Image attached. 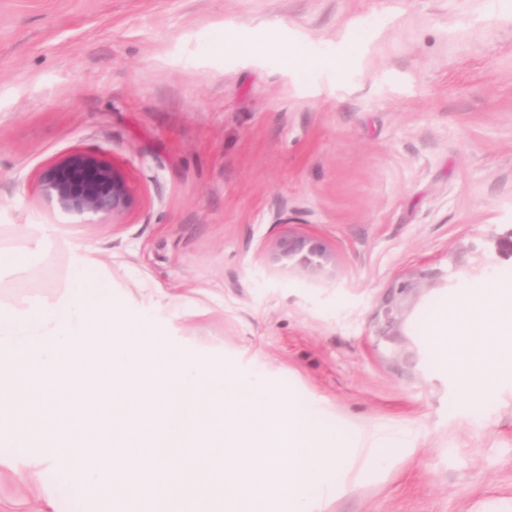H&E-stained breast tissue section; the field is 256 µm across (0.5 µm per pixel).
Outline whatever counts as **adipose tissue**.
Masks as SVG:
<instances>
[{
    "mask_svg": "<svg viewBox=\"0 0 512 512\" xmlns=\"http://www.w3.org/2000/svg\"><path fill=\"white\" fill-rule=\"evenodd\" d=\"M426 333L430 349L464 392L492 393L512 374V289L496 282L478 294L460 289L433 315Z\"/></svg>",
    "mask_w": 512,
    "mask_h": 512,
    "instance_id": "adipose-tissue-1",
    "label": "adipose tissue"
}]
</instances>
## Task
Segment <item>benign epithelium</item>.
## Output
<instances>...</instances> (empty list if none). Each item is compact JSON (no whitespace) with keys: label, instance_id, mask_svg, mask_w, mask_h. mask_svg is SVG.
<instances>
[{"label":"benign epithelium","instance_id":"benign-epithelium-1","mask_svg":"<svg viewBox=\"0 0 512 512\" xmlns=\"http://www.w3.org/2000/svg\"><path fill=\"white\" fill-rule=\"evenodd\" d=\"M42 197L63 214L83 224L110 219L116 224L136 205V191L125 170L101 155L73 151L46 166L39 178ZM275 269L286 265L308 274L330 260L320 244L302 238H280L266 249ZM440 272L410 276L389 288L375 314V336L390 345L397 359L415 365V352L399 346L407 314L418 299L436 286Z\"/></svg>","mask_w":512,"mask_h":512}]
</instances>
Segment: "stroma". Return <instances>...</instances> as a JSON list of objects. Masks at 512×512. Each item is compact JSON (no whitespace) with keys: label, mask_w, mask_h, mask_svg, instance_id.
I'll return each mask as SVG.
<instances>
[{"label":"stroma","mask_w":512,"mask_h":512,"mask_svg":"<svg viewBox=\"0 0 512 512\" xmlns=\"http://www.w3.org/2000/svg\"><path fill=\"white\" fill-rule=\"evenodd\" d=\"M304 59L224 45L271 28ZM124 167L139 196L120 223L82 224L38 189L74 150ZM55 244L0 302L53 299L93 250L114 295L161 303L168 339L263 369L343 438L369 427L402 451L340 478L325 512H503L512 503V377L461 393L425 325L459 289L512 287L494 234L512 228V0H0V249L25 228ZM292 231L335 260L272 270ZM482 245L484 272L455 263ZM447 282L405 325L416 368L371 320L414 270ZM0 512H100L52 470L0 469Z\"/></svg>","instance_id":"obj_1"}]
</instances>
